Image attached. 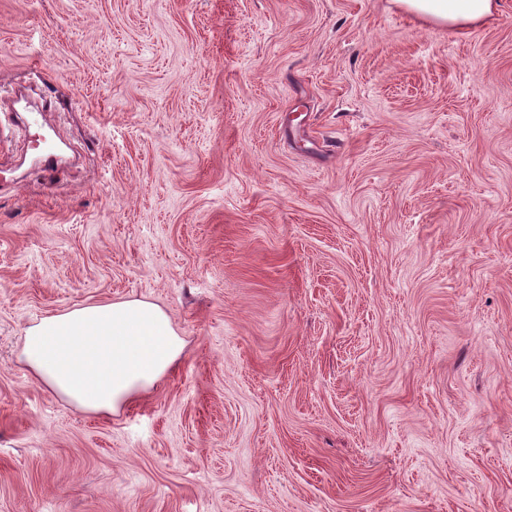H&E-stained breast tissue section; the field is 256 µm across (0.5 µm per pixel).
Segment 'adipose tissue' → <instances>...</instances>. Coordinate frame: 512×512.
<instances>
[{
	"label": "adipose tissue",
	"instance_id": "ef3b65f1",
	"mask_svg": "<svg viewBox=\"0 0 512 512\" xmlns=\"http://www.w3.org/2000/svg\"><path fill=\"white\" fill-rule=\"evenodd\" d=\"M448 28L480 24L495 0H394ZM185 341L167 313L143 299L76 306L25 328L22 360L50 391L78 409L114 415L148 394L175 366Z\"/></svg>",
	"mask_w": 512,
	"mask_h": 512
}]
</instances>
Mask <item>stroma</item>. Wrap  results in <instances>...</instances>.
Segmentation results:
<instances>
[{
    "label": "stroma",
    "mask_w": 512,
    "mask_h": 512,
    "mask_svg": "<svg viewBox=\"0 0 512 512\" xmlns=\"http://www.w3.org/2000/svg\"><path fill=\"white\" fill-rule=\"evenodd\" d=\"M0 0V512H512V0ZM120 415L21 360L126 298ZM395 4L427 22L448 28L480 24L492 16L495 0H393ZM185 345L159 305L128 299L42 317L24 329L21 355L36 380L68 403L114 415L148 394Z\"/></svg>",
    "instance_id": "stroma-1"
}]
</instances>
